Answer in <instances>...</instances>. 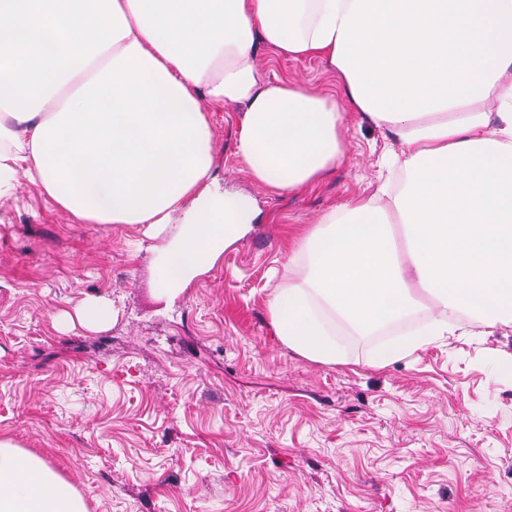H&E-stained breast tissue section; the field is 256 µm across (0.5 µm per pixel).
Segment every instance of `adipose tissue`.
Masks as SVG:
<instances>
[{
	"instance_id": "adipose-tissue-1",
	"label": "adipose tissue",
	"mask_w": 512,
	"mask_h": 512,
	"mask_svg": "<svg viewBox=\"0 0 512 512\" xmlns=\"http://www.w3.org/2000/svg\"><path fill=\"white\" fill-rule=\"evenodd\" d=\"M265 50L326 61L339 95L265 80ZM210 104L239 107L235 154L270 189L332 172L346 109L391 134L405 174L298 239L268 300L288 349L339 364L337 322L371 334L426 311L375 348L381 367L453 334L458 312L512 323V0H0V199L23 177L74 218L148 225L167 295L257 216L224 189ZM115 315L92 296L59 324ZM0 512L85 505L2 438Z\"/></svg>"
}]
</instances>
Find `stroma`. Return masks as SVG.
Returning <instances> with one entry per match:
<instances>
[{
    "mask_svg": "<svg viewBox=\"0 0 512 512\" xmlns=\"http://www.w3.org/2000/svg\"><path fill=\"white\" fill-rule=\"evenodd\" d=\"M265 72L330 94L326 62L265 52ZM226 189L253 230L173 300L140 224H86L20 180L0 199V437L50 461L87 512H512V326L460 312L462 334L384 367L339 326L347 361L284 346L267 302L294 241L378 183L384 130L344 111V155L296 195L234 153L236 106L208 112ZM107 329H60L85 298ZM115 315L113 302L104 296L87 297L76 310V318L92 331L102 330L109 326Z\"/></svg>",
    "mask_w": 512,
    "mask_h": 512,
    "instance_id": "35a3bbf8",
    "label": "stroma"
}]
</instances>
